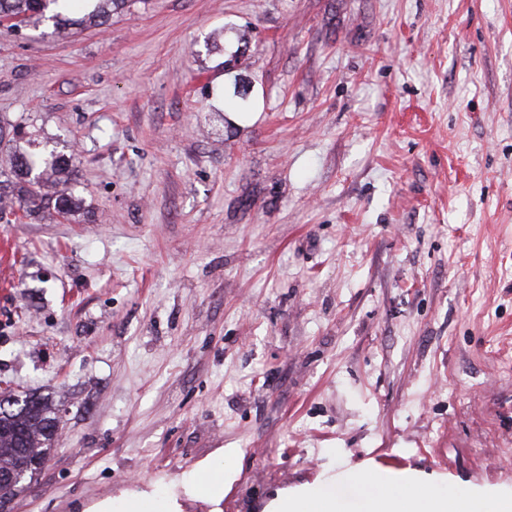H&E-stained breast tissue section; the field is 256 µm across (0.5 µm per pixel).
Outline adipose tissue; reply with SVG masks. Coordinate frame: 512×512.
<instances>
[{"mask_svg":"<svg viewBox=\"0 0 512 512\" xmlns=\"http://www.w3.org/2000/svg\"><path fill=\"white\" fill-rule=\"evenodd\" d=\"M238 449H225L220 466L206 467L192 480L193 493L213 500L224 494L226 476L237 465ZM352 498L337 492L335 484L319 483L305 490L285 493L271 505V512H512V494L447 493L424 489L409 471L351 470L344 475Z\"/></svg>","mask_w":512,"mask_h":512,"instance_id":"ef3b65f1","label":"adipose tissue"}]
</instances>
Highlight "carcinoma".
<instances>
[{
	"label": "carcinoma",
	"instance_id": "1",
	"mask_svg": "<svg viewBox=\"0 0 512 512\" xmlns=\"http://www.w3.org/2000/svg\"><path fill=\"white\" fill-rule=\"evenodd\" d=\"M91 14L78 20L62 22L57 9L70 0H0V18L26 22L30 16H48L59 32L74 25L101 26L112 16V7L124 4V0H96ZM70 158L50 151V158L38 152L14 150L11 174L0 180V202L8 199L16 204L21 217L36 220L42 210L53 209L55 214L72 223H80L83 208L67 186ZM0 471L9 470L23 457L40 461L47 459L56 441V429L60 418L47 397L11 392L0 393Z\"/></svg>",
	"mask_w": 512,
	"mask_h": 512
}]
</instances>
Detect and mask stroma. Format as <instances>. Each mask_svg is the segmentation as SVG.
Listing matches in <instances>:
<instances>
[{"mask_svg": "<svg viewBox=\"0 0 512 512\" xmlns=\"http://www.w3.org/2000/svg\"><path fill=\"white\" fill-rule=\"evenodd\" d=\"M1 118L72 143L94 220H0V392L62 410L0 512H263L354 469L512 490V0L0 26ZM239 450L224 449L222 465L219 467H204L191 480L193 494L198 498L213 500L224 495L225 476L231 475L237 465ZM118 508L120 510H114ZM163 508L173 509L171 502L163 507H159L157 499L146 492H124L120 497L112 499L106 510L100 512H173L170 510H160Z\"/></svg>", "mask_w": 512, "mask_h": 512, "instance_id": "obj_1", "label": "stroma"}]
</instances>
